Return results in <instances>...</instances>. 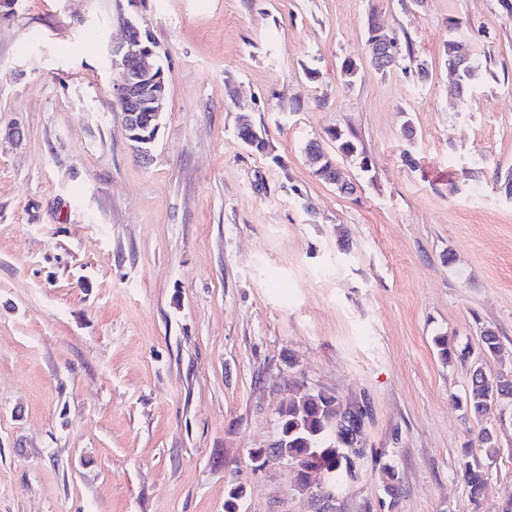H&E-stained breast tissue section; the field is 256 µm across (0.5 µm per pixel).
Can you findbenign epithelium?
Here are the masks:
<instances>
[{
	"mask_svg": "<svg viewBox=\"0 0 512 512\" xmlns=\"http://www.w3.org/2000/svg\"><path fill=\"white\" fill-rule=\"evenodd\" d=\"M124 38L109 49L113 73V100L123 115L128 141L142 159L149 158L157 140L161 115L166 103V79L162 68L153 63L155 49L139 22L123 21ZM390 39L381 35L371 42V62L379 70L387 68ZM252 461L263 467L281 461L272 447L251 451Z\"/></svg>",
	"mask_w": 512,
	"mask_h": 512,
	"instance_id": "obj_1",
	"label": "benign epithelium"
}]
</instances>
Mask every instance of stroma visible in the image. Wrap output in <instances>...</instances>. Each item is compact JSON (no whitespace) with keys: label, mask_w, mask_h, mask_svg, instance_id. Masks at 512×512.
<instances>
[{"label":"stroma","mask_w":512,"mask_h":512,"mask_svg":"<svg viewBox=\"0 0 512 512\" xmlns=\"http://www.w3.org/2000/svg\"><path fill=\"white\" fill-rule=\"evenodd\" d=\"M125 17L150 33L168 84L144 161L107 63ZM373 18L414 64L371 66ZM455 21L484 73L463 103L442 57ZM243 115L267 152L239 138ZM331 127L372 160L339 158L349 194L306 157ZM487 329L500 352L485 361ZM480 362L512 380L502 0L0 9V512H224L234 485L241 512H317L291 464L250 458L275 439L292 383L367 411L334 512H504L512 404L480 422L466 411ZM484 427L500 449L474 501L458 459Z\"/></svg>","instance_id":"stroma-1"}]
</instances>
